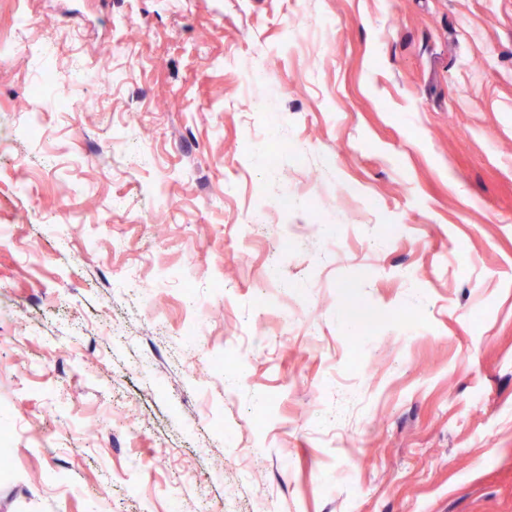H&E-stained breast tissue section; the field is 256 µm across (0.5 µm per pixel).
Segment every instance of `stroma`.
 <instances>
[{
	"mask_svg": "<svg viewBox=\"0 0 512 512\" xmlns=\"http://www.w3.org/2000/svg\"><path fill=\"white\" fill-rule=\"evenodd\" d=\"M0 43V512H512V0Z\"/></svg>",
	"mask_w": 512,
	"mask_h": 512,
	"instance_id": "obj_1",
	"label": "stroma"
}]
</instances>
